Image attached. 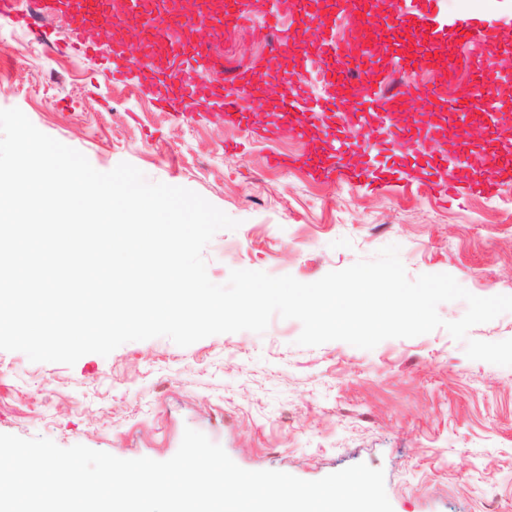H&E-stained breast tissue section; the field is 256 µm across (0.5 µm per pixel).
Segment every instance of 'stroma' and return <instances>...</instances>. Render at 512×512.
Listing matches in <instances>:
<instances>
[{
  "label": "stroma",
  "mask_w": 512,
  "mask_h": 512,
  "mask_svg": "<svg viewBox=\"0 0 512 512\" xmlns=\"http://www.w3.org/2000/svg\"><path fill=\"white\" fill-rule=\"evenodd\" d=\"M438 9L491 11L497 55L512 60V0H438ZM259 24L211 38L224 69L203 76L278 73ZM475 51L453 46L454 72L435 63L403 79L464 88ZM12 107L98 171L130 163L238 220L203 252L214 283L234 269L312 283L395 244L409 279L446 273L474 295H512V177L492 195L465 187L408 203L386 185L327 179L302 162L312 141L277 139L260 116L225 121L206 104L161 108L135 73L113 82L82 53L60 60L0 14V109ZM273 153L284 165L268 166ZM301 330L276 316L261 334L185 348L156 337L71 366L0 350V434L166 461L189 427L249 471L312 481L359 463L383 470L393 512H512V367L469 359L443 328L371 350L300 346Z\"/></svg>",
  "instance_id": "obj_1"
}]
</instances>
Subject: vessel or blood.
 <instances>
[{
    "mask_svg": "<svg viewBox=\"0 0 512 512\" xmlns=\"http://www.w3.org/2000/svg\"><path fill=\"white\" fill-rule=\"evenodd\" d=\"M125 4L129 20L147 23L153 33L152 47L148 51L151 62L140 69V74L148 92L157 101L173 100L182 109L189 110L211 99L226 118L240 124L247 122L254 105L244 93L254 80L260 79V72L243 73L238 78V86L218 91L201 83L195 62L187 57L186 45L197 24L221 28L231 35L235 32L234 20L242 18L244 13L258 10L264 18L259 33L261 37L271 38L272 56L287 57L292 61L291 70L281 82L279 95L284 117L273 128V135L302 139L309 130H317L327 142L351 150L357 158L358 169L380 181H391L410 161L422 160L428 169L418 188L422 194L433 193L440 186L452 192L466 181V173L450 167L447 152L438 148L436 129L420 124L418 119L408 120L405 125L388 130L389 155L384 161L372 156L362 140L354 135V128L362 127L366 117L360 114L358 107L351 105L349 93L356 83L370 84L375 78L374 70L353 52L354 45L364 38L365 29L370 24V12L364 8L362 0H331L325 14L311 11L308 0H272L266 7L260 6L259 0H231L227 5L222 0H213L207 8L199 11L181 9L179 0H157L154 10L147 13L142 10L143 0H125ZM37 7L44 14L63 13L68 16L70 29L67 38L51 43L62 56L83 46L89 28L104 29L112 24V0H37ZM286 13L308 28L327 27L341 16L353 19L354 26L348 38L322 43L317 57L312 58L293 52L291 35L281 20ZM384 27L390 36L386 46L392 49L404 69L430 66L436 51L446 43L464 39L482 47V56L472 72L473 90L448 98L450 108L457 111L459 118H470L471 110L476 106L475 88L496 89L505 63L496 57L492 49L495 26L488 14L480 12L446 18L426 7L409 17L399 8L386 17ZM314 67L318 68L323 85L336 92L331 104L325 107L307 104V74ZM462 145L466 148L476 146L481 151L492 153L498 161L500 173L512 172V145L498 141L487 126L477 127Z\"/></svg>",
    "mask_w": 512,
    "mask_h": 512,
    "instance_id": "1",
    "label": "vessel or blood"
}]
</instances>
